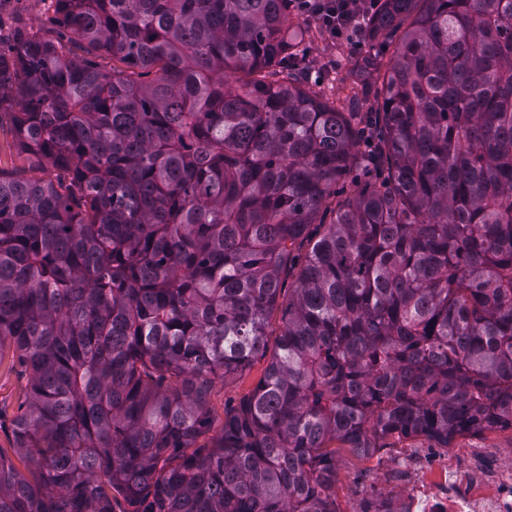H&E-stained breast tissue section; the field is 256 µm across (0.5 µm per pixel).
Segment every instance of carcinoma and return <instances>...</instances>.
<instances>
[{"instance_id":"cac0c4a2","label":"carcinoma","mask_w":512,"mask_h":512,"mask_svg":"<svg viewBox=\"0 0 512 512\" xmlns=\"http://www.w3.org/2000/svg\"><path fill=\"white\" fill-rule=\"evenodd\" d=\"M56 2V39L0 55V123L70 173L0 168L36 464L0 449V512H341L334 442L512 429V0H381L365 115L284 63L290 0ZM354 166L388 175L318 220ZM279 307L263 378L186 454Z\"/></svg>"}]
</instances>
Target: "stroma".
Instances as JSON below:
<instances>
[{"label": "stroma", "instance_id": "obj_1", "mask_svg": "<svg viewBox=\"0 0 512 512\" xmlns=\"http://www.w3.org/2000/svg\"><path fill=\"white\" fill-rule=\"evenodd\" d=\"M54 0H0V37L11 39L15 29H51ZM368 52L361 40L347 41L327 36L311 27L306 43V86L316 87L343 112L369 111L380 83L362 74L360 63ZM0 166L16 169L23 177L57 179V170L17 149L9 126L0 127ZM267 358H256L243 372L214 378L207 396L208 423L195 441L210 446L224 429V420L251 395L261 379ZM27 378L11 349L0 351V414L12 419L22 400ZM454 456L460 464L483 477H492L504 464H512V429H489L454 437L448 447H438L424 435L392 436L382 448L362 456L351 449L336 451V501L341 512H356L366 501L398 497L409 490L419 469L431 456Z\"/></svg>", "mask_w": 512, "mask_h": 512}]
</instances>
